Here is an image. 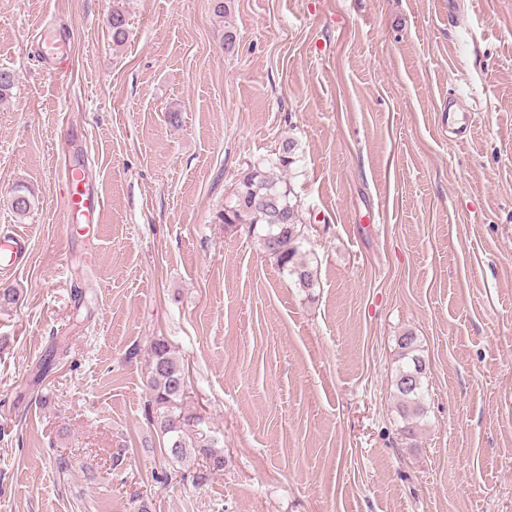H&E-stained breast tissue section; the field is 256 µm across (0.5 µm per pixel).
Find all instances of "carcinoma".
I'll list each match as a JSON object with an SVG mask.
<instances>
[{"instance_id": "1", "label": "carcinoma", "mask_w": 512, "mask_h": 512, "mask_svg": "<svg viewBox=\"0 0 512 512\" xmlns=\"http://www.w3.org/2000/svg\"><path fill=\"white\" fill-rule=\"evenodd\" d=\"M112 29V42L124 44L129 38V22L123 7L115 4L108 20ZM293 141H288L269 169L255 168L244 175L224 207V223L261 225L264 234L259 242L264 251L276 259L278 265L294 277L301 288L314 287L316 270L301 257L306 225L299 216V204L292 197L291 187L270 174V169L293 164ZM400 359L395 379V393L401 399V411L407 424L424 413L425 360L420 355L417 337L405 333L397 339ZM148 408L160 411L156 423L166 440V453L174 463H185L199 458L208 468L221 470L224 456L212 441H195L188 434L189 418L182 414V401L186 391L184 367L175 357L168 341L158 338L147 350Z\"/></svg>"}]
</instances>
